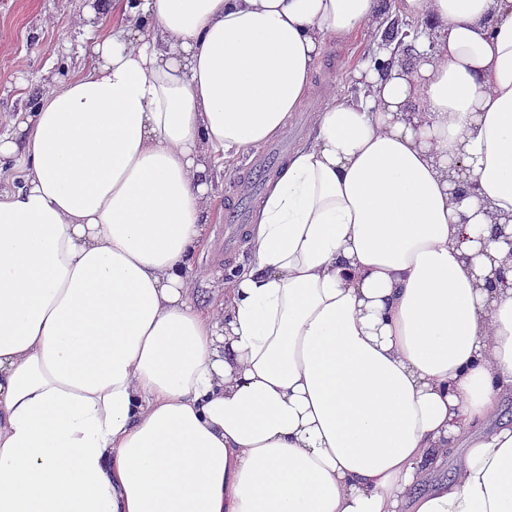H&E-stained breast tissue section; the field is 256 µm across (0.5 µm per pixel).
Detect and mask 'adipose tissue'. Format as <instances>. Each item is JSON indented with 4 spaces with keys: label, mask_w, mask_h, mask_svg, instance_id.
Wrapping results in <instances>:
<instances>
[{
    "label": "adipose tissue",
    "mask_w": 512,
    "mask_h": 512,
    "mask_svg": "<svg viewBox=\"0 0 512 512\" xmlns=\"http://www.w3.org/2000/svg\"><path fill=\"white\" fill-rule=\"evenodd\" d=\"M388 6L427 36L319 108L201 315L214 165ZM89 51L0 130L25 165L0 192V512H512V287L479 278L512 253H478L512 218V0H123ZM452 166V170L455 171V175L452 176L451 179L453 184V188L451 189L453 199L457 202H461L470 197L478 199L479 196L475 191L477 183L470 167H467L462 159L456 160Z\"/></svg>",
    "instance_id": "adipose-tissue-1"
}]
</instances>
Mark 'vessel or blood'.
Here are the masks:
<instances>
[{"mask_svg":"<svg viewBox=\"0 0 512 512\" xmlns=\"http://www.w3.org/2000/svg\"><path fill=\"white\" fill-rule=\"evenodd\" d=\"M287 153V140L281 139L266 144L261 153L253 159L248 175L234 180V203L224 211L225 252L229 253L237 248L239 231L243 224L248 223L254 201Z\"/></svg>","mask_w":512,"mask_h":512,"instance_id":"obj_1","label":"vessel or blood"}]
</instances>
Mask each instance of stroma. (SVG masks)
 <instances>
[{
    "mask_svg": "<svg viewBox=\"0 0 512 512\" xmlns=\"http://www.w3.org/2000/svg\"><path fill=\"white\" fill-rule=\"evenodd\" d=\"M85 6V0H0V117L6 118L32 108L40 86L51 81L63 84L87 62L81 53L86 39L72 19ZM375 54L374 44L365 33L347 40H333L317 63L309 98L297 110L302 130L292 149L303 146L315 123L318 107L332 98H344L357 89L355 68ZM252 158L243 153L228 163H217L219 185L211 201L208 232L202 240L190 272L195 282L193 304L204 314L223 302L213 281H224L242 272L251 262L248 249L237 256L224 255V200L234 178L240 176Z\"/></svg>",
    "mask_w": 512,
    "mask_h": 512,
    "instance_id": "obj_1",
    "label": "stroma"
}]
</instances>
